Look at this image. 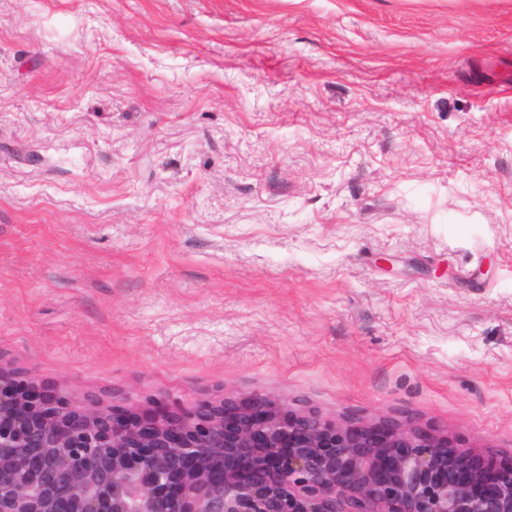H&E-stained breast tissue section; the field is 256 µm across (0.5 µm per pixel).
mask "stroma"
Wrapping results in <instances>:
<instances>
[{
  "mask_svg": "<svg viewBox=\"0 0 512 512\" xmlns=\"http://www.w3.org/2000/svg\"><path fill=\"white\" fill-rule=\"evenodd\" d=\"M0 365L512 452V0H0Z\"/></svg>",
  "mask_w": 512,
  "mask_h": 512,
  "instance_id": "obj_1",
  "label": "stroma"
}]
</instances>
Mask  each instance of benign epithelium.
<instances>
[{"mask_svg":"<svg viewBox=\"0 0 512 512\" xmlns=\"http://www.w3.org/2000/svg\"><path fill=\"white\" fill-rule=\"evenodd\" d=\"M0 512H512V461L479 466L411 417L269 394L142 416L0 365Z\"/></svg>","mask_w":512,"mask_h":512,"instance_id":"7a95c632","label":"benign epithelium"}]
</instances>
